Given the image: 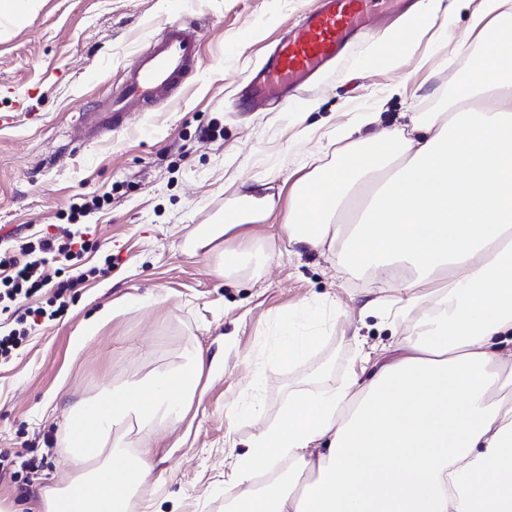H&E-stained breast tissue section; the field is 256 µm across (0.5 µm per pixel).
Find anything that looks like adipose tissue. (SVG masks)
<instances>
[{
    "instance_id": "obj_1",
    "label": "adipose tissue",
    "mask_w": 512,
    "mask_h": 512,
    "mask_svg": "<svg viewBox=\"0 0 512 512\" xmlns=\"http://www.w3.org/2000/svg\"><path fill=\"white\" fill-rule=\"evenodd\" d=\"M480 0L472 27L485 50L448 116L386 129L348 146L347 164L296 186L280 232L295 251L344 241L337 275H392L421 332L367 378L290 395L248 444L225 484L226 512H512V37L506 6ZM370 187L360 223L335 218ZM284 323L266 359L296 365L317 341ZM202 354L77 404L62 454L77 473L45 491L41 512H135L153 474L148 441L176 427ZM95 414L84 441L78 417ZM287 461L256 490L254 471Z\"/></svg>"
}]
</instances>
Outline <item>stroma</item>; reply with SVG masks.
<instances>
[{
  "instance_id": "obj_1",
  "label": "stroma",
  "mask_w": 512,
  "mask_h": 512,
  "mask_svg": "<svg viewBox=\"0 0 512 512\" xmlns=\"http://www.w3.org/2000/svg\"><path fill=\"white\" fill-rule=\"evenodd\" d=\"M420 2L394 0L313 84L265 107L250 105V77L312 0H39L0 22V113L14 115L0 127V254L33 232L57 233L71 204L103 201L78 262L89 277L68 291L66 314L0 364V448L15 457L0 472L1 508L35 512L45 487L68 480L73 463L58 448L73 403L200 351L194 401L154 435V477L134 499L140 512H224L225 473L291 393L341 386L417 335L418 316L388 315L394 284L336 277L339 248L294 253L279 226L294 182L346 159L338 132L356 113L378 112L374 133L451 109L450 91L484 49L470 32L472 0H442L447 37L428 33L390 65L375 61ZM172 18L195 24L202 43L186 87L120 132L72 142L81 113L111 95ZM211 126L218 135L202 137ZM256 178L275 201L258 221L241 190ZM228 212L244 216L259 258L226 278L217 269ZM301 310L321 325L317 344L299 366L266 364V385L253 387L256 359ZM102 311L111 319L87 330ZM254 402L261 416L245 413Z\"/></svg>"
}]
</instances>
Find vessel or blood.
<instances>
[{
  "instance_id": "vessel-or-blood-1",
  "label": "vessel or blood",
  "mask_w": 512,
  "mask_h": 512,
  "mask_svg": "<svg viewBox=\"0 0 512 512\" xmlns=\"http://www.w3.org/2000/svg\"><path fill=\"white\" fill-rule=\"evenodd\" d=\"M380 0H320L274 48L253 80L254 95L292 87L332 63ZM200 65L199 39L191 27L173 21L150 40L125 74L122 87L97 110L84 113L89 134L112 133L128 116L175 95Z\"/></svg>"
}]
</instances>
